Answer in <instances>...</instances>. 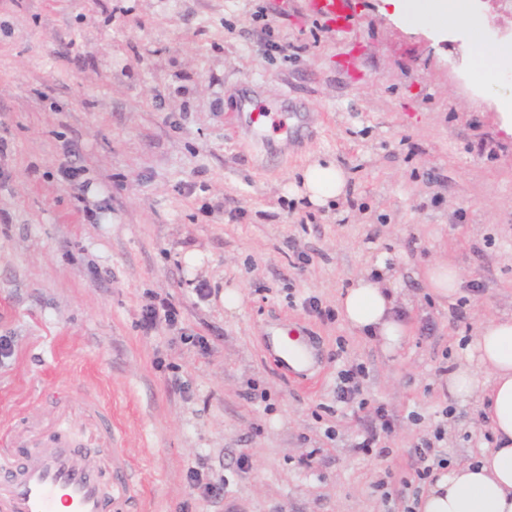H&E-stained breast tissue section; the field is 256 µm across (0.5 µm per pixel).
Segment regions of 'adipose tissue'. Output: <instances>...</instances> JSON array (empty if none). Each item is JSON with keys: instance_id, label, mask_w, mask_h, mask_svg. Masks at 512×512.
I'll list each match as a JSON object with an SVG mask.
<instances>
[{"instance_id": "adipose-tissue-1", "label": "adipose tissue", "mask_w": 512, "mask_h": 512, "mask_svg": "<svg viewBox=\"0 0 512 512\" xmlns=\"http://www.w3.org/2000/svg\"><path fill=\"white\" fill-rule=\"evenodd\" d=\"M405 23L439 29L463 25L471 33V53L485 75L512 67V46L486 42L484 25L469 14L466 0H388ZM347 178L333 161L314 162L303 173L299 195L316 206L345 196ZM381 253L372 271L342 292L338 308L354 333L380 342L392 353L401 348L409 327L399 314L398 291ZM467 361L448 374V392L459 403L478 400L493 442L471 462L438 469L421 494L417 512H512V317L489 318L466 349Z\"/></svg>"}]
</instances>
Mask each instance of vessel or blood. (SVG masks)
I'll list each match as a JSON object with an SVG mask.
<instances>
[{
  "mask_svg": "<svg viewBox=\"0 0 512 512\" xmlns=\"http://www.w3.org/2000/svg\"><path fill=\"white\" fill-rule=\"evenodd\" d=\"M305 9L335 31L351 24L349 0H306ZM66 400L69 410L59 416L55 432L33 423L10 432L7 448L0 450V512H57L60 504L69 512H112L99 463L68 436L75 409L88 422L89 440L111 456L112 414L99 398L81 391L68 392Z\"/></svg>",
  "mask_w": 512,
  "mask_h": 512,
  "instance_id": "1",
  "label": "vessel or blood"
}]
</instances>
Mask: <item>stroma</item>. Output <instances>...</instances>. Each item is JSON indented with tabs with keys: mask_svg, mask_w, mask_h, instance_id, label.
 I'll list each match as a JSON object with an SVG mask.
<instances>
[{
	"mask_svg": "<svg viewBox=\"0 0 512 512\" xmlns=\"http://www.w3.org/2000/svg\"><path fill=\"white\" fill-rule=\"evenodd\" d=\"M351 2L332 32L301 0H0V427L51 424L74 387L103 393L128 489L116 512H395L385 495L435 427L450 467L489 444L444 372L487 318L512 316V72L491 92L467 29ZM353 44L356 82L337 66ZM253 99L298 130L257 132ZM67 159L104 216L62 181ZM318 159L348 174L325 207L294 191ZM383 251L411 324L393 356L336 311ZM438 261L462 275L445 305L418 278ZM156 296L178 321L147 330ZM278 326L310 340L315 370L275 361ZM357 364L365 398L397 418L385 458L357 449L370 420L336 401ZM192 467L216 495L190 486Z\"/></svg>",
	"mask_w": 512,
	"mask_h": 512,
	"instance_id": "obj_1",
	"label": "stroma"
}]
</instances>
